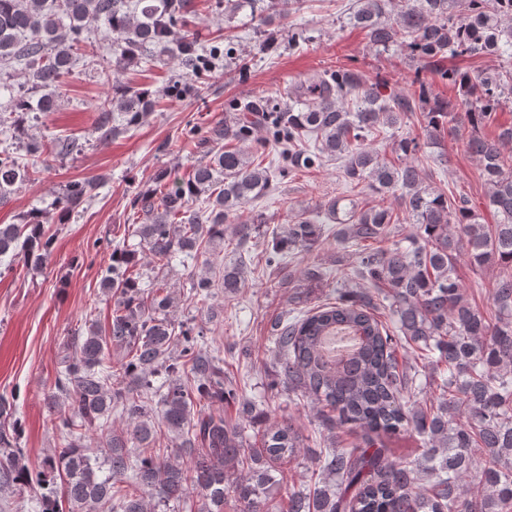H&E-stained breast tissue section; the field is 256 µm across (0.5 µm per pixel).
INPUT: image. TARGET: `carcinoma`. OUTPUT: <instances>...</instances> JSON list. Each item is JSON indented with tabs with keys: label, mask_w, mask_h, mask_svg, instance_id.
I'll return each instance as SVG.
<instances>
[{
	"label": "carcinoma",
	"mask_w": 512,
	"mask_h": 512,
	"mask_svg": "<svg viewBox=\"0 0 512 512\" xmlns=\"http://www.w3.org/2000/svg\"><path fill=\"white\" fill-rule=\"evenodd\" d=\"M184 2L0 0V64L24 67L32 88L47 92L35 103L24 93L13 97L15 121L54 110L51 91L72 70L65 44L86 42L84 29L94 19L112 41L113 70L153 49L200 74L221 54L200 46L188 30L175 36ZM299 2L224 0V15L232 20L245 3L279 13ZM348 21L377 49H410L458 96L432 99L423 84L415 98L387 96L381 84L342 66L296 85L280 112L250 106L267 113L272 143L288 145L277 153L278 171L338 160L352 189L380 199L374 205L339 196L323 201L274 233L265 251L266 263L280 266L329 237L362 246L336 301L279 321L273 336L288 390L320 405L328 431L345 427L360 433L361 442L349 447L331 436L317 458L319 480L288 489L277 512H512V124L491 138L479 131L512 99V70L470 76L440 67L450 52L500 56L512 48V0H357ZM420 103L424 135L433 144L458 132L459 109L466 107L465 147L482 166L495 223H479L470 199L450 201L431 187L429 172L413 160L419 138L396 142L398 164L373 146L385 129L406 125ZM153 104L147 92L123 86L101 100L99 111H120L127 129ZM251 134L245 123L211 128L207 163L182 181L160 173L139 194L143 223L114 241L102 276L113 300L111 323L105 330L92 323L72 336L55 378L50 409L61 450L29 466L19 447L16 395H0V417L11 420L0 425V489L33 493L38 512H169L185 504L190 512H224L230 497L238 512H269L281 484L274 464L299 451V433L288 421L266 417L256 447L247 443L242 423L209 411L237 402L239 416L248 418L253 407L225 378L220 352L201 346L194 326L170 318L177 297L162 280L179 255L224 244L230 216L273 191L264 154L224 145ZM33 173L31 164L1 150L0 201ZM92 189L89 180L71 182L58 208L72 212ZM402 218L417 234L392 242ZM45 223L46 213L36 210L20 224H0V257L40 263L53 241ZM258 228L234 225L239 254ZM144 251L155 260L157 283L149 289L136 271ZM462 258L475 268H502L490 290L493 316L468 298L457 275ZM246 281L241 259L224 260V294L237 293ZM210 288V279L198 275L190 299L205 304ZM382 307L388 325L378 318ZM337 330L354 333L360 343L350 359L331 364L323 344ZM416 395L418 403L411 401ZM117 408L126 421L121 429L110 423ZM161 428L175 447L169 454L154 449ZM408 429L423 437L425 448L412 460H397L386 440Z\"/></svg>",
	"instance_id": "1"
}]
</instances>
